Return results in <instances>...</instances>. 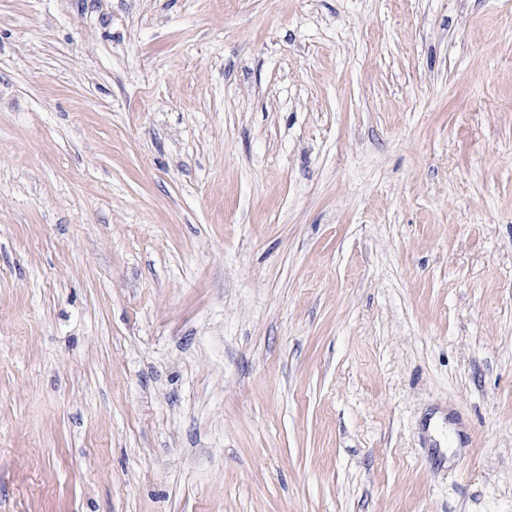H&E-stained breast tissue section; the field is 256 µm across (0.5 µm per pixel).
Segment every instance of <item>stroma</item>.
Listing matches in <instances>:
<instances>
[{
  "label": "stroma",
  "mask_w": 512,
  "mask_h": 512,
  "mask_svg": "<svg viewBox=\"0 0 512 512\" xmlns=\"http://www.w3.org/2000/svg\"><path fill=\"white\" fill-rule=\"evenodd\" d=\"M0 512H512V0H0Z\"/></svg>",
  "instance_id": "obj_1"
}]
</instances>
